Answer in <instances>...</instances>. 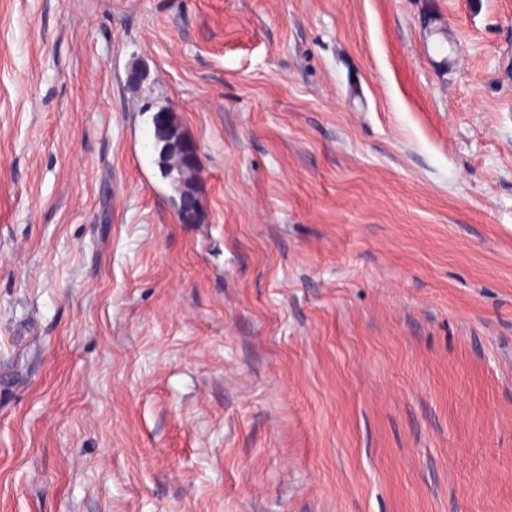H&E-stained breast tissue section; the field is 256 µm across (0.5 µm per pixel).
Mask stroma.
<instances>
[{"mask_svg":"<svg viewBox=\"0 0 512 512\" xmlns=\"http://www.w3.org/2000/svg\"><path fill=\"white\" fill-rule=\"evenodd\" d=\"M0 512H512V0H0ZM187 147L190 157V163L186 165V170H179L178 172H169L166 174L167 179L176 191L179 197L177 208L179 206L186 207L191 203V197L186 193V187L192 181H198L199 170L196 161V149L189 142L184 144Z\"/></svg>","mask_w":512,"mask_h":512,"instance_id":"stroma-1","label":"stroma"}]
</instances>
